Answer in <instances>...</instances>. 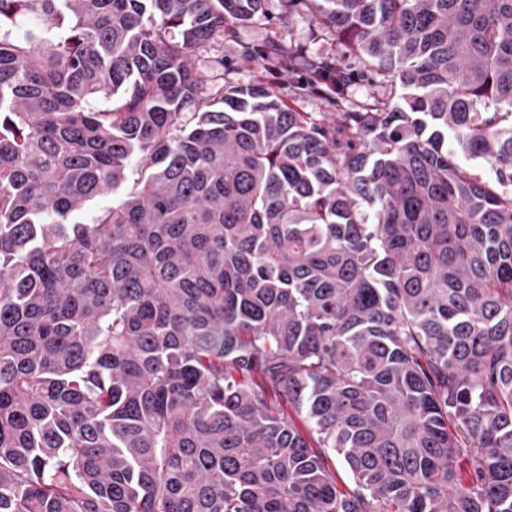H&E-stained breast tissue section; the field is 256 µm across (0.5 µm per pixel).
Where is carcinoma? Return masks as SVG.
Segmentation results:
<instances>
[{
	"mask_svg": "<svg viewBox=\"0 0 512 512\" xmlns=\"http://www.w3.org/2000/svg\"><path fill=\"white\" fill-rule=\"evenodd\" d=\"M263 2L0 0V512H512V0ZM284 3V0H265L264 15L260 19L238 27L233 36L224 37V72L230 73L238 85L266 86L301 112H308L312 119L326 123L336 119V112H347L348 103L363 101L374 90L386 89L387 82L382 75L363 72L345 44L318 33L306 12L299 10L290 15L285 27ZM269 41L277 42L287 53L298 48L337 60L348 77L343 100L335 103V99L329 100L308 86L302 77L288 78L287 73L269 67L264 61L242 57V47Z\"/></svg>",
	"mask_w": 512,
	"mask_h": 512,
	"instance_id": "cac0c4a2",
	"label": "carcinoma"
}]
</instances>
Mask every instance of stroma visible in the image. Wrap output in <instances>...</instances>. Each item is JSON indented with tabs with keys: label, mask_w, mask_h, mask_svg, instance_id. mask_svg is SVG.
I'll use <instances>...</instances> for the list:
<instances>
[{
	"label": "stroma",
	"mask_w": 512,
	"mask_h": 512,
	"mask_svg": "<svg viewBox=\"0 0 512 512\" xmlns=\"http://www.w3.org/2000/svg\"><path fill=\"white\" fill-rule=\"evenodd\" d=\"M269 41L277 42L286 52L300 49L337 60L348 77L343 101L338 103L327 99L308 86L304 78L288 77L287 73L273 69L263 61L242 57L244 46ZM223 55L224 70L237 84L266 86L318 121L335 120L337 113L346 111L348 103L363 101L367 95L385 90L387 86L382 75L363 71L343 42L318 33L306 12L285 15L284 0H265L264 14L260 19L238 27L233 36L225 38Z\"/></svg>",
	"instance_id": "obj_1"
}]
</instances>
